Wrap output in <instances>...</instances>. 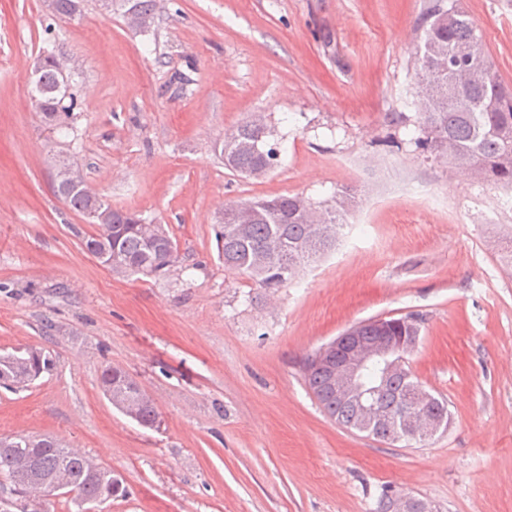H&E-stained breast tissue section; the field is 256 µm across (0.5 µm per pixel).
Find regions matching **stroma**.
Returning <instances> with one entry per match:
<instances>
[{
	"label": "stroma",
	"mask_w": 512,
	"mask_h": 512,
	"mask_svg": "<svg viewBox=\"0 0 512 512\" xmlns=\"http://www.w3.org/2000/svg\"><path fill=\"white\" fill-rule=\"evenodd\" d=\"M432 0H160L148 31L83 0H0V350L53 368L0 386V435L51 434L121 476L101 512H371L384 487L439 512H512V211L502 190L409 144L391 115L415 91ZM512 86V0H463ZM55 52L82 103L51 132L29 73ZM262 115L282 150L259 180L222 141ZM71 157L112 207L167 225L189 271L121 276L84 252L93 225L58 198ZM380 157L392 177L369 170ZM427 188L423 206L397 182ZM355 197L346 234L275 295L219 260L224 206L277 195ZM422 317L410 357L451 424L385 444L321 409L308 356L358 322ZM136 379L161 417L140 427L100 388Z\"/></svg>",
	"instance_id": "obj_1"
}]
</instances>
